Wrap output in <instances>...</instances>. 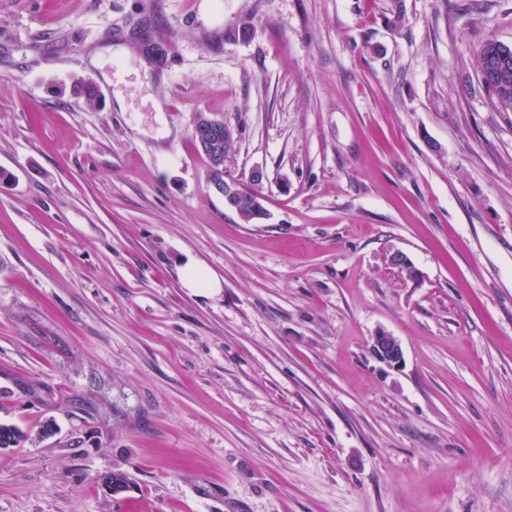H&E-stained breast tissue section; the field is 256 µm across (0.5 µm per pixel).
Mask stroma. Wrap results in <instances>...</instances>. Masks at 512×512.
Listing matches in <instances>:
<instances>
[{"label": "stroma", "mask_w": 512, "mask_h": 512, "mask_svg": "<svg viewBox=\"0 0 512 512\" xmlns=\"http://www.w3.org/2000/svg\"><path fill=\"white\" fill-rule=\"evenodd\" d=\"M490 39L512 0H0V512H512ZM201 112L266 219L211 190ZM179 273L183 287L194 293L212 294L223 287L215 273L189 254L181 260ZM370 349L374 356L388 367L400 368L404 362V352L400 341L390 333L378 331L371 338Z\"/></svg>", "instance_id": "35a3bbf8"}]
</instances>
